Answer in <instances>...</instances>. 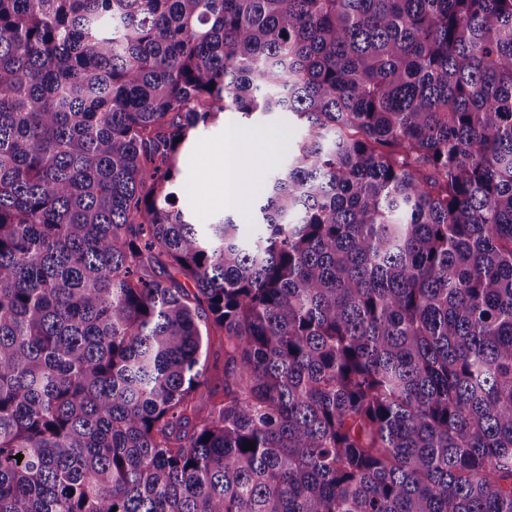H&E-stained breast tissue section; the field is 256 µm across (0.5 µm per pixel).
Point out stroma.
<instances>
[{"mask_svg": "<svg viewBox=\"0 0 512 512\" xmlns=\"http://www.w3.org/2000/svg\"><path fill=\"white\" fill-rule=\"evenodd\" d=\"M229 119L251 133L244 155L250 160L248 171L254 188L245 210L227 211L217 189L225 134L220 126L203 131L200 146L182 155L183 189L178 204L199 224L210 223L224 213H231L241 235L250 239L258 231L259 206L269 176L287 163L288 152L293 144L302 139L304 129L284 113L249 119L233 113Z\"/></svg>", "mask_w": 512, "mask_h": 512, "instance_id": "stroma-1", "label": "stroma"}]
</instances>
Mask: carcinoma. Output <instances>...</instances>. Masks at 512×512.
Masks as SVG:
<instances>
[{"instance_id":"carcinoma-1","label":"carcinoma","mask_w":512,"mask_h":512,"mask_svg":"<svg viewBox=\"0 0 512 512\" xmlns=\"http://www.w3.org/2000/svg\"><path fill=\"white\" fill-rule=\"evenodd\" d=\"M113 509L512 512V0H0V512ZM229 121L246 131L259 132L251 136L240 155L239 144L244 131L239 127L232 125L226 130L217 126L203 131L201 145L181 157L183 189L178 195V205L190 213L197 224H209L224 213L230 214L239 224L240 234L250 239L258 231L259 225L255 223L269 176L287 163L289 149L302 139L304 128L284 113L249 119L228 113L226 125ZM239 156L252 160L249 166L242 164L248 168L254 184L249 201L251 183L239 165ZM220 157L224 201L216 186ZM224 203L239 210L226 208ZM245 207V211H240Z\"/></svg>"}]
</instances>
